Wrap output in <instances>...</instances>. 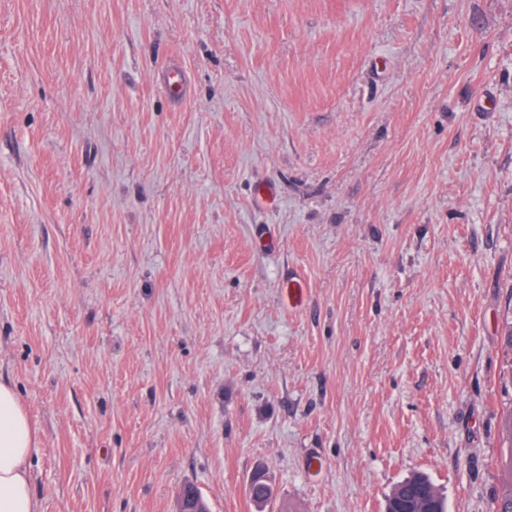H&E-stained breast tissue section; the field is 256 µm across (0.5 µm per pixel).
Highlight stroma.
Here are the masks:
<instances>
[{"instance_id":"stroma-1","label":"stroma","mask_w":512,"mask_h":512,"mask_svg":"<svg viewBox=\"0 0 512 512\" xmlns=\"http://www.w3.org/2000/svg\"><path fill=\"white\" fill-rule=\"evenodd\" d=\"M511 317L512 0H0L41 512H491ZM417 484L424 485L427 488L432 500L421 498L419 493L414 489L407 490L402 493L406 487ZM398 493L400 495L397 499L387 501L385 512H439L438 505L435 501L441 505L442 512L448 511L444 498L441 496L432 481L424 474L416 473L400 482L388 499Z\"/></svg>"}]
</instances>
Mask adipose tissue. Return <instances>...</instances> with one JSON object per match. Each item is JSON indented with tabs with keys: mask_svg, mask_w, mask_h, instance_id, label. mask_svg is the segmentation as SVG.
Wrapping results in <instances>:
<instances>
[{
	"mask_svg": "<svg viewBox=\"0 0 512 512\" xmlns=\"http://www.w3.org/2000/svg\"><path fill=\"white\" fill-rule=\"evenodd\" d=\"M37 429L14 387L0 380V512H40L32 490Z\"/></svg>",
	"mask_w": 512,
	"mask_h": 512,
	"instance_id": "adipose-tissue-1",
	"label": "adipose tissue"
}]
</instances>
